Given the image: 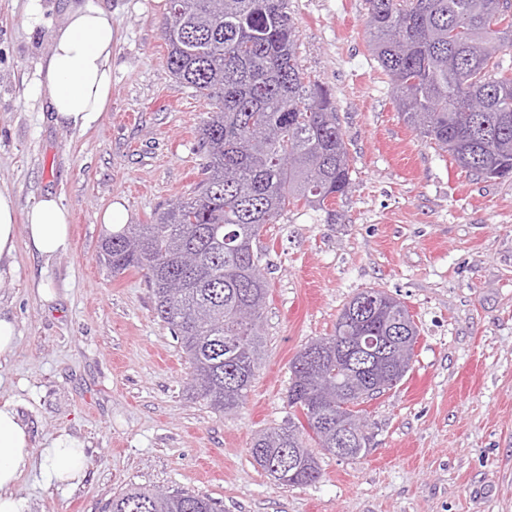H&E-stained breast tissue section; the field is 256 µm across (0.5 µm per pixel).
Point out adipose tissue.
<instances>
[{
	"label": "adipose tissue",
	"instance_id": "adipose-tissue-1",
	"mask_svg": "<svg viewBox=\"0 0 512 512\" xmlns=\"http://www.w3.org/2000/svg\"><path fill=\"white\" fill-rule=\"evenodd\" d=\"M114 41L110 12L94 0H69L66 19L53 35L44 76L34 88L58 129L87 132L107 112ZM21 228L34 256L48 261L70 248V213L57 196L40 195L21 215L14 196L0 189V279L13 271L10 260ZM87 468L80 439L60 433L33 447L15 406L0 405V512H28L26 498L17 491L22 474L39 485L72 487L85 478Z\"/></svg>",
	"mask_w": 512,
	"mask_h": 512
}]
</instances>
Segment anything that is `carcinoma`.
<instances>
[{"label": "carcinoma", "instance_id": "cac0c4a2", "mask_svg": "<svg viewBox=\"0 0 512 512\" xmlns=\"http://www.w3.org/2000/svg\"><path fill=\"white\" fill-rule=\"evenodd\" d=\"M162 35L172 75L212 105L199 128L202 178L192 196L105 238L99 260L120 275L143 273L154 311L174 332L190 368L192 396L229 414L247 398L263 354L268 295L252 242L301 202L326 212L346 196L352 157L332 91L298 61L288 0H168ZM372 50L395 91L403 121L484 179L512 177V0H367ZM251 321L238 320L241 308ZM405 305L378 288L356 293L334 334L312 339L290 361L288 423L257 433L254 461L285 486L321 477L312 448L334 455L342 405L365 403L400 382L380 380L390 359L326 367L327 388L307 386V349L383 336L406 322ZM363 428L344 458L370 450ZM109 512H220L208 496L164 497L134 487Z\"/></svg>", "mask_w": 512, "mask_h": 512}]
</instances>
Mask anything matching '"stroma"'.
<instances>
[{
  "label": "stroma",
  "instance_id": "1",
  "mask_svg": "<svg viewBox=\"0 0 512 512\" xmlns=\"http://www.w3.org/2000/svg\"><path fill=\"white\" fill-rule=\"evenodd\" d=\"M41 4L33 26L27 0H0V189L22 211L43 193L61 197L71 248L45 262L18 243L0 281V309L19 332L0 359V404H15L34 443L80 438L88 475L68 488L21 477L30 512H107L133 486L205 495L223 512H512V180L469 175L403 122L369 46L365 0L288 2L305 73L336 97L352 184L335 223L301 206L254 241L268 283L263 357L226 416L188 397L189 366L144 276L99 261L110 204L147 224L200 177L210 102L167 67V0H105L117 32L112 102L83 134L43 119L34 96L65 20V0ZM41 282L53 302L38 296ZM370 287L412 314V368L368 403L365 457L320 450L317 483L281 485L251 441L287 420L296 351L332 334Z\"/></svg>",
  "mask_w": 512,
  "mask_h": 512
}]
</instances>
